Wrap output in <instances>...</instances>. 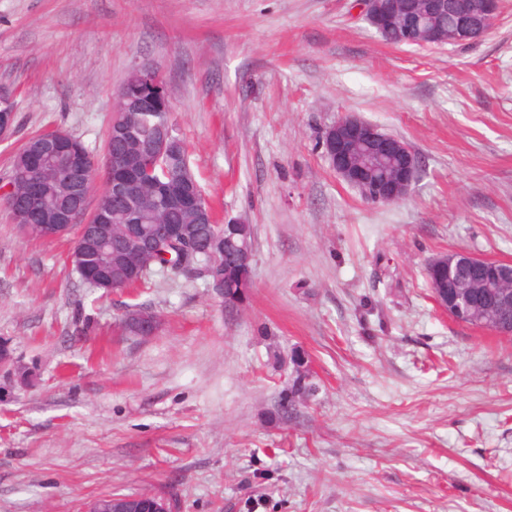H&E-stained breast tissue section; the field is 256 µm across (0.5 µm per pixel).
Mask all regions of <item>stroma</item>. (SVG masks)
Masks as SVG:
<instances>
[{"label":"stroma","mask_w":512,"mask_h":512,"mask_svg":"<svg viewBox=\"0 0 512 512\" xmlns=\"http://www.w3.org/2000/svg\"><path fill=\"white\" fill-rule=\"evenodd\" d=\"M143 64L219 222L254 228L250 283L233 309L168 272L105 296L72 236L0 206V512L131 492L175 512H512V336L453 320L426 275L439 254L512 262V0L442 46L386 42L353 0H0V181L45 129L103 155ZM344 115L414 151L404 200L330 167ZM135 306L153 335L124 331ZM299 370L319 390L290 418ZM498 13V1L486 0V9L481 20L475 21L465 14L456 15L453 22V36L456 43L475 41L491 27Z\"/></svg>","instance_id":"stroma-1"}]
</instances>
